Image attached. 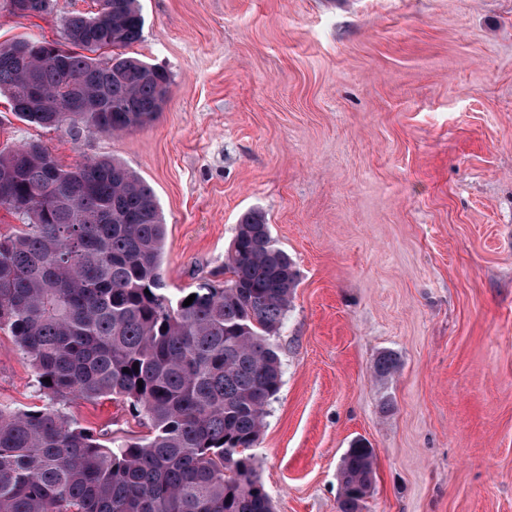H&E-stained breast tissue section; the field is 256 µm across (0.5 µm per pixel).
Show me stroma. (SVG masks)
<instances>
[{
  "mask_svg": "<svg viewBox=\"0 0 512 512\" xmlns=\"http://www.w3.org/2000/svg\"><path fill=\"white\" fill-rule=\"evenodd\" d=\"M128 56L171 77L157 119L113 136L42 128L0 99V150L59 167L125 163L166 223L170 290L224 281L263 211L299 271L276 337L282 385L252 448L276 512H339V466L375 453L362 512H512V0H139ZM94 0L18 18L0 43L63 42ZM397 371L374 374L383 353ZM30 359L0 330V404L36 410ZM78 426L143 435L123 405Z\"/></svg>",
  "mask_w": 512,
  "mask_h": 512,
  "instance_id": "35a3bbf8",
  "label": "stroma"
}]
</instances>
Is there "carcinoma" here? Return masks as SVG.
I'll use <instances>...</instances> for the list:
<instances>
[{"label":"carcinoma","mask_w":512,"mask_h":512,"mask_svg":"<svg viewBox=\"0 0 512 512\" xmlns=\"http://www.w3.org/2000/svg\"><path fill=\"white\" fill-rule=\"evenodd\" d=\"M9 5L28 18L51 0ZM96 5L64 19L69 49L0 44V95L22 120L114 135L160 112L168 72L123 52L141 37L137 0ZM0 209L25 226L0 236V329L48 397L38 410L0 406V512H274L248 451L281 387L274 338L298 272L263 212L237 225L224 284L173 296L155 192L123 164L91 158L64 170L34 141L0 151ZM74 398L122 402L147 434L76 426L63 411ZM339 479V512H361L374 450L354 442Z\"/></svg>","instance_id":"carcinoma-1"}]
</instances>
